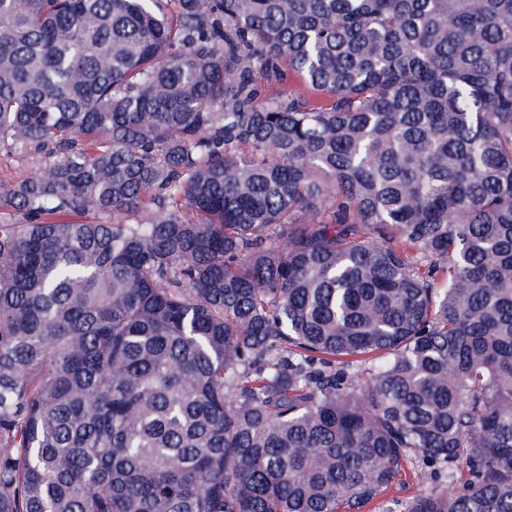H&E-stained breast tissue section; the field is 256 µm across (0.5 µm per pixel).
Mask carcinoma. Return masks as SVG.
Masks as SVG:
<instances>
[{
  "instance_id": "1",
  "label": "carcinoma",
  "mask_w": 512,
  "mask_h": 512,
  "mask_svg": "<svg viewBox=\"0 0 512 512\" xmlns=\"http://www.w3.org/2000/svg\"><path fill=\"white\" fill-rule=\"evenodd\" d=\"M177 2L0 0V512H512V0ZM52 161L45 155H34L14 150H0V184L36 174ZM414 461L405 464V471L397 478L395 484L384 497V502L398 500L404 503L408 498L423 492L427 487L418 481L413 474Z\"/></svg>"
}]
</instances>
